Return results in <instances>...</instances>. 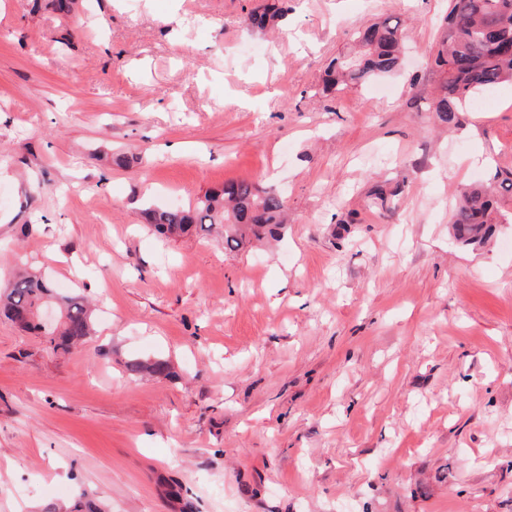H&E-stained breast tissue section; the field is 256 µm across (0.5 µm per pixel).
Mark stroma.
<instances>
[{
	"mask_svg": "<svg viewBox=\"0 0 512 512\" xmlns=\"http://www.w3.org/2000/svg\"><path fill=\"white\" fill-rule=\"evenodd\" d=\"M258 2L0 0V283L80 289L96 330L56 354L0 315V512H512V192L485 245L450 226L512 171V83L451 128L448 0H289L268 34ZM387 17L404 72L324 95ZM240 179L284 194L280 238L144 224ZM126 369L132 376L148 374L166 378L172 373L170 364L163 359L134 360L126 365ZM41 512H103L102 503L90 497L88 491L83 490L78 500L69 508L63 503H49L42 507Z\"/></svg>",
	"mask_w": 512,
	"mask_h": 512,
	"instance_id": "obj_1",
	"label": "stroma"
}]
</instances>
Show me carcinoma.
Instances as JSON below:
<instances>
[{"mask_svg":"<svg viewBox=\"0 0 512 512\" xmlns=\"http://www.w3.org/2000/svg\"><path fill=\"white\" fill-rule=\"evenodd\" d=\"M287 2L263 0L249 13L250 26L264 32L277 25L288 12ZM445 23L448 35L435 57L439 92L429 109L441 122L456 126L477 95L512 82V0H448ZM403 40L398 20L359 27L354 33V50L336 58L325 73L323 91L336 93L399 74L404 64ZM493 180L497 188L473 184L456 199L451 224L454 239L464 246L485 241L492 225L498 223L495 192L512 191V172H497ZM143 213L159 235L209 234L222 227L225 243L240 247L252 238L276 237L285 223L286 204L285 197L273 188L233 180L219 190L205 192L193 205L167 209L149 206ZM53 298L58 316L46 325L40 312ZM0 312L24 329L44 336L55 352H66L92 336L93 316L84 296L76 290L57 294L41 274L19 273L8 280L0 292ZM126 369L133 376L171 375V366L163 359L134 360ZM41 512H103V508L84 490L73 505L49 503Z\"/></svg>","mask_w":512,"mask_h":512,"instance_id":"1","label":"carcinoma"}]
</instances>
